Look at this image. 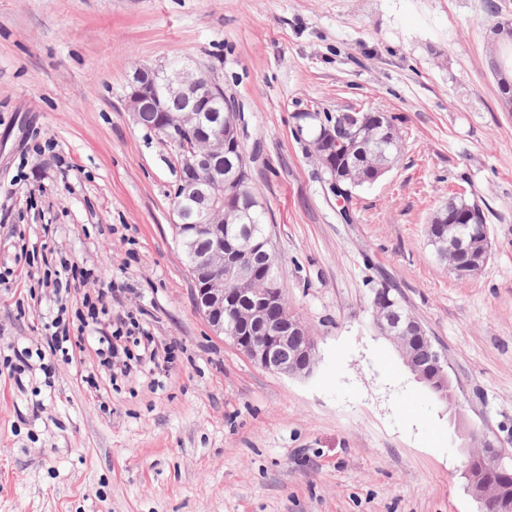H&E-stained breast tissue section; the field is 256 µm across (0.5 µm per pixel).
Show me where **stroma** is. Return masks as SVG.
<instances>
[{
    "instance_id": "obj_1",
    "label": "stroma",
    "mask_w": 512,
    "mask_h": 512,
    "mask_svg": "<svg viewBox=\"0 0 512 512\" xmlns=\"http://www.w3.org/2000/svg\"><path fill=\"white\" fill-rule=\"evenodd\" d=\"M486 2L0 0V512H479L447 406L370 299L400 295L467 423L512 455V112L486 61L512 0ZM174 61L240 114L288 310L317 343L309 377L264 370L196 309L180 148L126 108L135 65ZM360 110L394 117L402 151L346 206L298 115ZM452 191L491 210L467 281L425 232ZM64 259L96 279L55 287ZM132 308L156 364L114 380L98 340ZM60 313L84 352H47Z\"/></svg>"
}]
</instances>
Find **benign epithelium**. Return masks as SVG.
I'll return each mask as SVG.
<instances>
[{
	"mask_svg": "<svg viewBox=\"0 0 512 512\" xmlns=\"http://www.w3.org/2000/svg\"><path fill=\"white\" fill-rule=\"evenodd\" d=\"M219 87L203 72L186 64L165 68L140 67L133 71L127 94L128 110L134 116L151 108L160 113V130L188 132L181 143L182 168L177 190L191 208L180 204L175 208L176 231L183 252L192 255L189 272L195 284V304L214 333L229 338L245 356L260 367L286 376L306 377L317 364V345L308 337L302 322L284 310L282 300L265 288H251L252 253L264 246L246 227L239 225L224 230V208L235 207L238 189L244 185L246 160L237 121L225 118L211 109ZM174 96L184 103V110L167 113L165 100ZM370 122H359L346 136L329 132L318 150L322 162L335 170L330 188L344 198V187L336 165V153H353L352 145L362 138ZM206 238L210 246L201 250L197 242ZM448 255L455 277L468 280L478 276L492 253L489 236L476 241L473 236L457 231L442 246ZM237 284L232 299L224 300V282ZM373 327L397 343L406 366L416 379L431 390H442L454 396L452 381L446 370L447 361L435 354L432 370L424 373L411 367L410 349L418 339L427 336L424 325L403 311L390 289L374 290L371 299ZM457 431L466 441L477 445L469 452L462 476L466 489L480 504V512H512V487L488 482L483 470L498 475L512 471L500 437L484 429L462 424L461 409H455Z\"/></svg>",
	"mask_w": 512,
	"mask_h": 512,
	"instance_id": "7a95c632",
	"label": "benign epithelium"
}]
</instances>
